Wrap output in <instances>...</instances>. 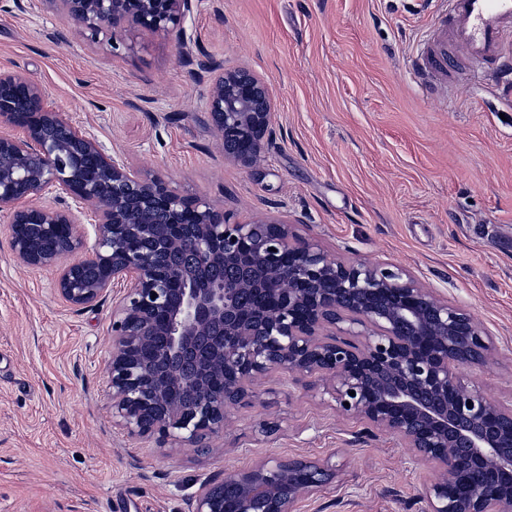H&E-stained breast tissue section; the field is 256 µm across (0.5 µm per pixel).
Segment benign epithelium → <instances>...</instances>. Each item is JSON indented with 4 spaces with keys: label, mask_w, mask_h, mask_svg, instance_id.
<instances>
[{
    "label": "benign epithelium",
    "mask_w": 512,
    "mask_h": 512,
    "mask_svg": "<svg viewBox=\"0 0 512 512\" xmlns=\"http://www.w3.org/2000/svg\"><path fill=\"white\" fill-rule=\"evenodd\" d=\"M57 2L83 35L114 44L137 28L187 41L195 0ZM196 65L211 75L206 106L217 137L248 143L225 157L256 165L273 137L266 81L207 58ZM0 121L26 133L0 135V213L17 264L55 271L58 294L81 309L126 283L112 301L115 426L160 444L204 447L277 371L429 465L435 477L421 492L424 512L512 505V404L464 383L463 370L487 364L494 347L461 307L401 267L331 255L281 217L230 222L210 200L132 170L50 109L42 87L18 72H0ZM86 156L97 160L92 176ZM46 194L57 205H20ZM83 216L98 226L97 248L71 261L83 248ZM61 224L69 236L44 249ZM165 253L185 261L163 270ZM334 475L327 461L262 458L202 481L189 512H293Z\"/></svg>",
    "instance_id": "7a95c632"
}]
</instances>
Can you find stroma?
I'll use <instances>...</instances> for the list:
<instances>
[{"label": "stroma", "instance_id": "35a3bbf8", "mask_svg": "<svg viewBox=\"0 0 512 512\" xmlns=\"http://www.w3.org/2000/svg\"><path fill=\"white\" fill-rule=\"evenodd\" d=\"M431 0H198L191 40L135 30L130 46L82 36L57 0H0V71L233 221L287 214L297 234L393 263L490 334L494 360L465 370L512 399V94L473 75L428 93L410 72ZM264 76L275 135L247 168L225 159L208 81L186 54ZM112 304L77 310L50 270L19 266L0 217V512H188L208 477L266 457L329 461L336 476L295 512H423L432 475L391 434L274 373L204 450L131 437L107 395Z\"/></svg>", "mask_w": 512, "mask_h": 512}]
</instances>
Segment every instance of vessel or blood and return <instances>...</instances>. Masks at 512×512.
I'll list each match as a JSON object with an SVG mask.
<instances>
[{
	"instance_id": "obj_1",
	"label": "vessel or blood",
	"mask_w": 512,
	"mask_h": 512,
	"mask_svg": "<svg viewBox=\"0 0 512 512\" xmlns=\"http://www.w3.org/2000/svg\"><path fill=\"white\" fill-rule=\"evenodd\" d=\"M452 47L463 54L475 75L511 87L512 0H448L436 14L420 67L449 75Z\"/></svg>"
}]
</instances>
